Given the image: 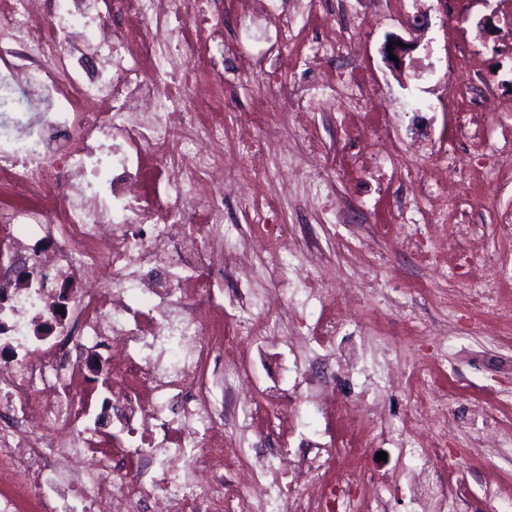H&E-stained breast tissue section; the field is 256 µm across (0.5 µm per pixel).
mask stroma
<instances>
[{
  "label": "stroma",
  "instance_id": "35a3bbf8",
  "mask_svg": "<svg viewBox=\"0 0 512 512\" xmlns=\"http://www.w3.org/2000/svg\"><path fill=\"white\" fill-rule=\"evenodd\" d=\"M288 29L295 52L306 55L309 41L319 38L336 0H316L302 7L287 0ZM251 11L260 30L259 39L240 44L232 67L224 71V154L241 179L250 176L251 158L239 153L236 140V104L265 112L274 109L273 92H262L260 72L274 66L278 23L268 22L256 0H224L217 25L234 23L239 12ZM426 23L415 32L406 24L414 17ZM391 35L412 36L414 47L395 69L382 53ZM471 50L468 70L450 73L458 49ZM354 60L328 58L323 73L343 80L361 69L377 90L364 108L337 103L334 111L311 114L308 130L340 160L357 152L371 157L376 147L357 136V127L370 121L389 126L396 141L429 144L453 141L456 113L466 104L453 100L451 89L486 80L493 92L485 108V135L493 142L512 132V0H401V9L385 13L355 37ZM265 192L281 195L280 219L294 227V251L318 249L314 275L323 284L341 280L366 289L357 308L348 314L351 325L374 323L378 336L362 346L365 368L347 364L336 369L338 404L358 407L361 381L375 382L376 368L399 359L415 368L438 347L448 350L445 360L430 367L438 384L458 388V400L447 409L454 422L449 448L465 447L469 454L456 467L454 480L466 497L468 512H512V454L504 448L483 447L476 434L479 409L491 407L504 437L512 438V326L491 330L489 313L471 308L462 290L468 282L497 277L501 261H512V234L503 230L512 218V161L501 163L494 180L449 184L450 192L469 200L483 214L482 226L466 233L460 224H430L411 213L412 230L419 247L407 249L398 235L379 226L390 217L393 203L386 195L369 191L359 174L337 171L331 189L340 213L323 223L306 206L317 181H286L281 172L271 174ZM480 253L486 267L465 269L453 280L430 257L434 251ZM414 311L434 320L439 339L416 336L404 317Z\"/></svg>",
  "mask_w": 512,
  "mask_h": 512
}]
</instances>
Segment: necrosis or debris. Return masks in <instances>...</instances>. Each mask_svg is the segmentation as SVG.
<instances>
[{
  "instance_id": "obj_1",
  "label": "necrosis or debris",
  "mask_w": 512,
  "mask_h": 512,
  "mask_svg": "<svg viewBox=\"0 0 512 512\" xmlns=\"http://www.w3.org/2000/svg\"><path fill=\"white\" fill-rule=\"evenodd\" d=\"M0 0V88L25 92V118L0 111V185L28 199L0 208V512H389L400 471L375 472L361 459L371 445L395 444L401 457L448 459V429L425 431L450 394L427 373L410 380L423 394L398 424L377 406L353 433L252 463L242 434L265 426L284 438L271 410L323 404L327 383L306 382L307 362L334 348L355 290L318 287L288 259L291 233L276 209L256 207L224 162V117L201 106L224 86L232 50L208 15L221 0ZM325 38L308 60L352 53L367 15L339 0ZM360 82L314 75L280 88L293 111L333 105ZM456 114L469 163L442 144L402 147L409 164L386 175L402 193L386 232L402 231L445 193L447 173L470 179L476 158H512V141H486L476 109ZM240 146L266 181L268 117L244 112ZM162 179L147 192L145 158ZM251 210L249 237L274 284L254 302L224 299L238 253L224 239V201ZM321 316L304 335L292 330L298 304ZM274 340L279 373L248 412L236 402L249 375L247 348ZM105 381L107 402L89 385Z\"/></svg>"
}]
</instances>
